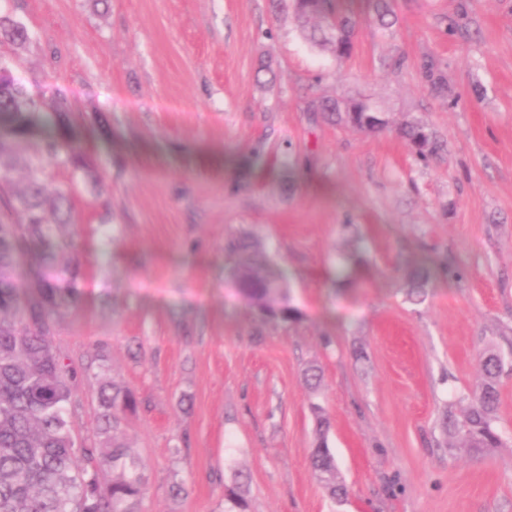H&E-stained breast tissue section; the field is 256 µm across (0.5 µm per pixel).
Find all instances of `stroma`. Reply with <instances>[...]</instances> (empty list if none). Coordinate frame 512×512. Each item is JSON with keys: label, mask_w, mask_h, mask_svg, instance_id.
Listing matches in <instances>:
<instances>
[{"label": "stroma", "mask_w": 512, "mask_h": 512, "mask_svg": "<svg viewBox=\"0 0 512 512\" xmlns=\"http://www.w3.org/2000/svg\"><path fill=\"white\" fill-rule=\"evenodd\" d=\"M339 6L358 22L341 61L271 0H0L29 32L0 57L43 112L64 103L92 170L52 171L73 211L58 263L79 269L53 337L68 419L102 447L100 382L136 393L141 512H224L235 485L250 512H512V0H393L387 29L371 0ZM319 97L369 98L392 127L329 123ZM405 122L440 150L415 156ZM243 236L294 320L239 292ZM489 347L508 443L476 457L442 416L462 420ZM316 404L340 504L309 462Z\"/></svg>", "instance_id": "obj_1"}]
</instances>
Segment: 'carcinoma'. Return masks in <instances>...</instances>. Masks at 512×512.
I'll return each mask as SVG.
<instances>
[{
	"instance_id": "carcinoma-1",
	"label": "carcinoma",
	"mask_w": 512,
	"mask_h": 512,
	"mask_svg": "<svg viewBox=\"0 0 512 512\" xmlns=\"http://www.w3.org/2000/svg\"><path fill=\"white\" fill-rule=\"evenodd\" d=\"M299 26L319 17L307 39L336 58L350 56L357 22L336 9L335 0H289ZM0 32L15 42L28 39L24 24L0 15ZM359 99H321L311 111L332 122L379 132L389 125L385 113L362 112ZM42 119L38 102L0 57V512H140L150 489L149 479L136 453L121 438L125 419L137 413L135 394L109 382L99 388L100 431L103 448L76 442L66 419L71 398L70 364L55 349L54 314L76 300L78 270L56 264L61 249L58 229L70 222L69 190L54 181L49 169L67 168L88 174L80 147L63 136L39 146L30 143L32 126ZM399 132L418 157L438 149L433 134L418 124L406 123ZM22 169L25 183L16 186L11 174ZM238 259L235 276L240 292L266 312L283 321L295 310L278 305L283 283L266 270L257 247L247 237L229 244ZM40 257L32 268L34 279L16 282L19 258ZM429 281L427 271L411 274L409 296L420 299ZM482 378L477 388L460 396L467 403L462 422L450 418L448 426L462 434L465 447L482 455L503 444L496 427L498 381L503 371L492 348L480 356ZM317 442L311 465L329 497L342 501L346 489L336 458L327 443L329 425L320 406H313ZM112 472L100 482L99 473ZM240 487L226 494L224 512H246Z\"/></svg>"
}]
</instances>
